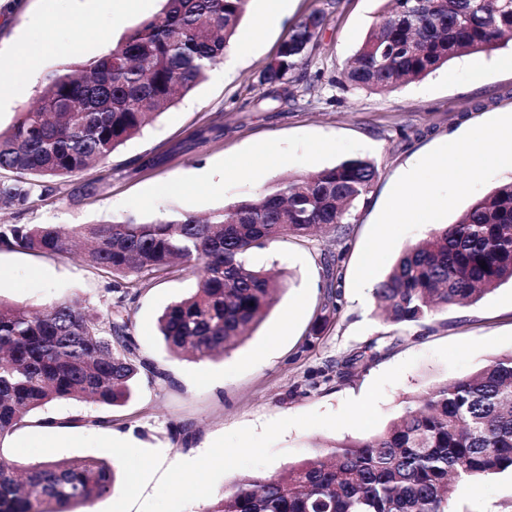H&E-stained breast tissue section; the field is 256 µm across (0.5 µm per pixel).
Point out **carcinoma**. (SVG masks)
Here are the masks:
<instances>
[{
  "label": "carcinoma",
  "instance_id": "cac0c4a2",
  "mask_svg": "<svg viewBox=\"0 0 512 512\" xmlns=\"http://www.w3.org/2000/svg\"><path fill=\"white\" fill-rule=\"evenodd\" d=\"M249 0H166L109 53L49 73L37 107L0 132V211L22 210L54 182L107 163L127 140L192 91L224 58ZM314 11L282 41L261 83L288 86L320 45ZM512 42V0H387L342 73V84L388 92L448 61ZM375 164L352 158L284 179L201 218L127 213L71 230L0 224V247L70 253L92 240L93 267L124 278L189 270L194 291L168 305L160 332L173 354L226 355L265 317L282 283L248 261L255 248L321 226L346 235L368 200ZM512 281V179L453 224L404 249L374 298L395 325L419 324ZM146 363L124 297L92 312L77 299L30 309L0 300V438L60 401L112 406ZM512 472V352L408 401L382 431L246 475L206 512H448L454 483ZM114 462L95 457L18 463L0 456V512H90L112 491Z\"/></svg>",
  "mask_w": 512,
  "mask_h": 512
}]
</instances>
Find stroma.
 <instances>
[{
    "mask_svg": "<svg viewBox=\"0 0 512 512\" xmlns=\"http://www.w3.org/2000/svg\"><path fill=\"white\" fill-rule=\"evenodd\" d=\"M264 0H250L232 43L233 63H220L187 96L159 115L142 134L119 146L105 167L80 173L98 181L97 194L74 198L69 183L27 210L5 214L9 224H101L129 212L157 215L177 209L196 215L227 207L264 187L361 157L378 171L367 204L342 241L317 232L253 249L250 262L281 275L283 288L262 322L228 355L215 360L176 358L157 320L170 303L196 286L189 272L140 278L126 300L130 334L139 352L163 371L141 372L129 400L102 409L80 401L51 404L38 422L0 439L11 456L14 439L42 433L53 418L57 435L126 433L136 446L185 461L203 454L219 436L312 411L334 413L345 400L366 394L383 372L404 360L412 365L389 385L379 403L387 426L405 402L443 382L478 371L512 352V283L476 303L456 306L419 325L399 329L384 322L373 297L402 250L432 230L454 223L475 201L512 178V155L496 150V137L512 136V49L479 52L394 92L345 88L339 83L383 10V0H293L287 16L264 25ZM74 0H5L0 5V80L10 99L0 107V129L37 99L45 76L60 65L107 54L143 20L158 16L163 0H114L89 26L74 32L64 23ZM321 10L328 16L320 46L293 86V98L272 99L260 75L273 61L290 27ZM38 60L35 71L13 61L17 45ZM472 140L494 153L477 170L454 160L459 143ZM208 180L196 181L202 168ZM418 169L417 191L405 174ZM378 254L371 279L368 255ZM341 268L340 309L320 335L311 329L327 300L324 258ZM111 274L76 255H37L0 249V299L42 308L80 299L92 309L112 297ZM378 353L354 375H336L337 362L370 342ZM107 415L108 426H81L78 418ZM345 428L288 429L275 444L281 456L264 476L321 447L362 439ZM449 512H512V473L456 483Z\"/></svg>",
    "mask_w": 512,
    "mask_h": 512,
    "instance_id": "obj_1",
    "label": "stroma"
}]
</instances>
